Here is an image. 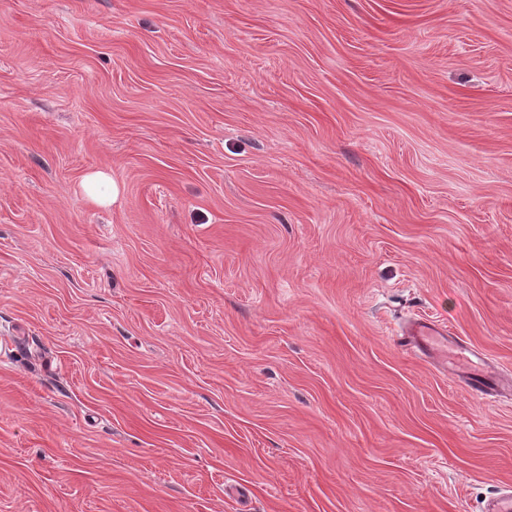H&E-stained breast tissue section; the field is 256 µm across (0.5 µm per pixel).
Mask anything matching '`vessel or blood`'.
<instances>
[{
    "mask_svg": "<svg viewBox=\"0 0 512 512\" xmlns=\"http://www.w3.org/2000/svg\"><path fill=\"white\" fill-rule=\"evenodd\" d=\"M406 350L421 359L462 378L470 393L480 399L493 396L500 384L495 370L475 353L449 335L435 320L418 317L408 321L399 332Z\"/></svg>",
    "mask_w": 512,
    "mask_h": 512,
    "instance_id": "b4317fda",
    "label": "vessel or blood"
}]
</instances>
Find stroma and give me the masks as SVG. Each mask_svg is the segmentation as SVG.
Here are the masks:
<instances>
[{"instance_id": "obj_1", "label": "stroma", "mask_w": 512, "mask_h": 512, "mask_svg": "<svg viewBox=\"0 0 512 512\" xmlns=\"http://www.w3.org/2000/svg\"><path fill=\"white\" fill-rule=\"evenodd\" d=\"M419 316L512 379V0H0V512H483ZM83 188L87 197L95 203L106 204L115 201L119 195V187L104 172H94L83 180Z\"/></svg>"}]
</instances>
